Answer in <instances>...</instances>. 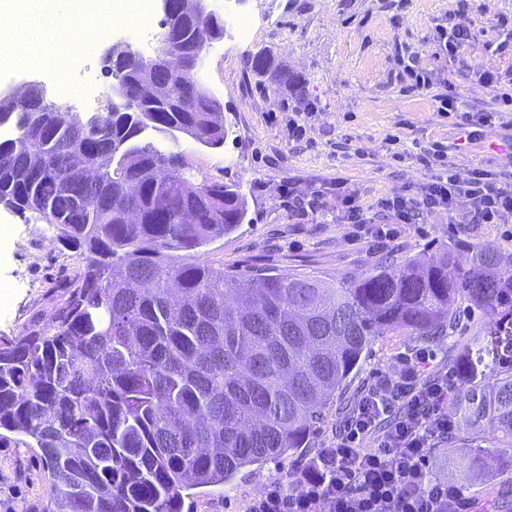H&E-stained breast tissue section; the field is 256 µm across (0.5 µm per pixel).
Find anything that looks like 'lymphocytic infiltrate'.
Here are the masks:
<instances>
[{"label": "lymphocytic infiltrate", "instance_id": "1", "mask_svg": "<svg viewBox=\"0 0 512 512\" xmlns=\"http://www.w3.org/2000/svg\"><path fill=\"white\" fill-rule=\"evenodd\" d=\"M470 0H456L447 24L436 25L437 53L448 61L474 40L469 21ZM403 70L413 90L432 95L437 114L454 119L467 140L476 141L500 121V107H512V78L492 70H474V79L488 89L492 103L473 111L461 110L453 94L435 93L432 71L407 58ZM447 151L434 142L422 159L440 172L422 194L382 199L390 223H367L356 193L345 178L336 180V198L345 209L352 240L383 247L397 240L403 225L420 216L453 210L467 199L475 224L512 222V185L475 168L460 176L446 167ZM394 373H377L349 410L327 448L311 458L291 480H273L250 500L246 512H467L468 502L453 481L433 477L429 460L439 441L453 426L448 400L461 377L434 367L433 353L415 346L396 352Z\"/></svg>", "mask_w": 512, "mask_h": 512}]
</instances>
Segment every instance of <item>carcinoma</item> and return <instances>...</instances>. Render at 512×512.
Masks as SVG:
<instances>
[{
    "label": "carcinoma",
    "mask_w": 512,
    "mask_h": 512,
    "mask_svg": "<svg viewBox=\"0 0 512 512\" xmlns=\"http://www.w3.org/2000/svg\"><path fill=\"white\" fill-rule=\"evenodd\" d=\"M162 26L163 55L202 64L224 23ZM252 71L296 79L268 52ZM124 100L81 119L33 85L0 95V204L51 225L79 267L53 315L0 340V447L38 448L56 512H183L193 491L310 447L316 425L379 336H452L461 307L496 316L512 352V253L471 247L392 261L337 285L197 258L247 219L235 184L197 180L178 142L224 146L223 102L197 73L123 55L104 63ZM457 423L485 479L483 443L512 447V372L471 355Z\"/></svg>",
    "instance_id": "carcinoma-1"
}]
</instances>
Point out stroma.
<instances>
[{
    "label": "stroma",
    "mask_w": 512,
    "mask_h": 512,
    "mask_svg": "<svg viewBox=\"0 0 512 512\" xmlns=\"http://www.w3.org/2000/svg\"><path fill=\"white\" fill-rule=\"evenodd\" d=\"M454 7L455 0H405L399 6L393 0H241L234 5V16L255 18L253 34L241 41L226 31L212 45L202 73L224 104L228 135L219 149L187 137L180 140L198 178L239 184L247 197L245 224L200 253L201 260L225 270L226 287H233L234 276L255 267L333 283L370 272L390 257L402 261L450 249L464 263L475 243L512 252L505 225L470 223L463 200L454 213L438 211L406 225L388 248L371 252L367 244L350 239L333 188L336 178H346L366 216L385 223L381 198L416 193L435 176L419 154L436 141L447 149L448 166L460 174L478 167L502 182L512 181V115H504L501 125L482 139L467 140L452 121L437 116L429 95L409 90L401 73L400 58L416 57L433 70L439 89H453L467 109L489 104L490 92L476 84L470 71L512 68V55L481 49L482 43L497 38L499 18L512 16V0H476L471 20L477 43L451 64L436 57L432 30ZM98 28L103 36L96 40L93 55H76L64 69L105 89L112 82L104 73L103 57L113 43L130 41L146 52L160 47L159 40L139 39L126 23L110 27L102 21ZM17 38L30 43L39 62L24 61L17 71L0 74V92L38 83L49 99L60 101L52 39L31 37L25 28ZM260 51L285 65L300 90L276 87L251 72L248 60ZM294 121L303 125L302 135L292 133ZM314 194L322 202L317 215H301L288 204L289 196L306 199ZM1 226L15 228L33 244L15 255L0 254V283H21L10 308H0V337H11L51 316L78 261L62 248L53 228L31 214L0 205ZM491 320L486 311H469L462 331L441 342L379 337L318 425L312 448L260 468H244L230 489L197 492L186 500L184 512H244L272 479L296 473L305 458L329 444L372 373L394 371L396 350L426 344L439 364L452 368L486 344ZM511 457L512 448L484 450L482 461L492 478L482 493L471 495L472 512H512V467L505 464ZM49 486L40 449L0 447V512H49Z\"/></svg>",
    "instance_id": "35a3bbf8"
}]
</instances>
